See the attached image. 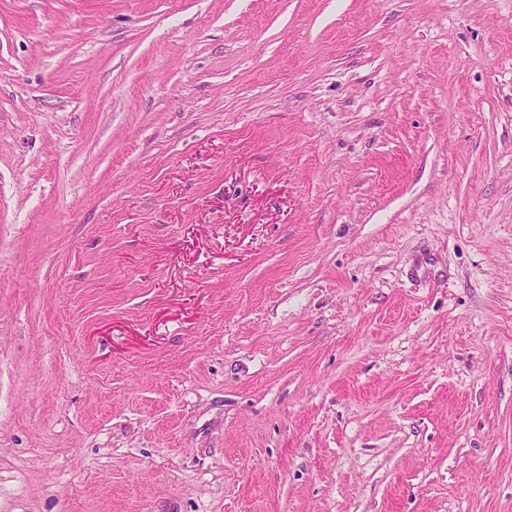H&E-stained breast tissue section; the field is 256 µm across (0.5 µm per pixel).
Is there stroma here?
I'll list each match as a JSON object with an SVG mask.
<instances>
[{
	"instance_id": "stroma-1",
	"label": "stroma",
	"mask_w": 512,
	"mask_h": 512,
	"mask_svg": "<svg viewBox=\"0 0 512 512\" xmlns=\"http://www.w3.org/2000/svg\"><path fill=\"white\" fill-rule=\"evenodd\" d=\"M0 512H512V0H0Z\"/></svg>"
}]
</instances>
